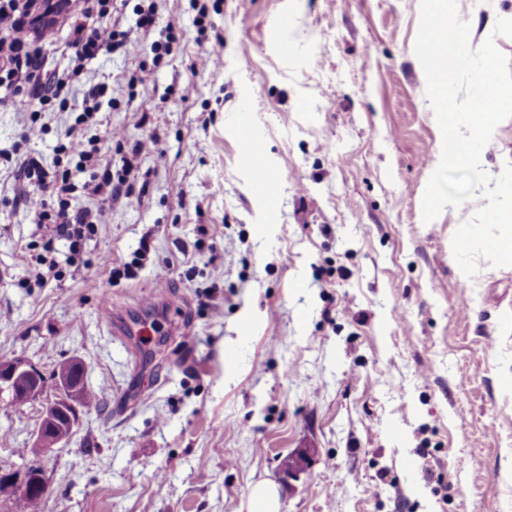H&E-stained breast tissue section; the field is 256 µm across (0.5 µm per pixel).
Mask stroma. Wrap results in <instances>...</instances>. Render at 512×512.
<instances>
[{
    "mask_svg": "<svg viewBox=\"0 0 512 512\" xmlns=\"http://www.w3.org/2000/svg\"><path fill=\"white\" fill-rule=\"evenodd\" d=\"M140 3L112 21L145 46L177 23L161 63L105 54L66 109L0 107V360L46 375L79 361L100 401L41 455V402L0 400V474L41 468L42 512H254L261 482L277 512H512V266L459 268L452 238L477 202L422 219L442 135L419 0H155L147 30ZM458 12L512 58L493 34L512 0ZM204 21L224 37L217 69ZM96 84L81 132L124 135L100 166L139 150L132 196L106 204L56 151ZM244 106L282 173L268 196L228 123ZM34 119L45 132L23 141ZM27 157L73 168L72 205L101 208L78 247L35 223Z\"/></svg>",
    "mask_w": 512,
    "mask_h": 512,
    "instance_id": "35a3bbf8",
    "label": "stroma"
}]
</instances>
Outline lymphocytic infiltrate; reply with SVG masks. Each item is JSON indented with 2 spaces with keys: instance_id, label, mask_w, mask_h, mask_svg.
<instances>
[{
  "instance_id": "lymphocytic-infiltrate-1",
  "label": "lymphocytic infiltrate",
  "mask_w": 512,
  "mask_h": 512,
  "mask_svg": "<svg viewBox=\"0 0 512 512\" xmlns=\"http://www.w3.org/2000/svg\"><path fill=\"white\" fill-rule=\"evenodd\" d=\"M38 8L37 0H0V87L10 90L13 97L35 101L39 110L66 106L65 90L80 81L87 61L115 50L137 48L126 31L113 27L112 0H55L51 12L66 14L69 23L68 64L60 71L46 69L42 50L56 41L57 30L51 24L35 25L32 13ZM62 149L87 173L85 187L90 195L104 203L128 195L131 161H124L117 175L98 174L94 166L101 151L98 140L85 138L74 128L67 132ZM19 172L35 185L26 202L39 223L52 225L57 237L71 242L93 230L99 213L72 207L74 186L69 171L55 172L48 181L34 162L24 160Z\"/></svg>"
}]
</instances>
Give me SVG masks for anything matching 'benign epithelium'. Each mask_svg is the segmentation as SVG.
<instances>
[{
  "mask_svg": "<svg viewBox=\"0 0 512 512\" xmlns=\"http://www.w3.org/2000/svg\"><path fill=\"white\" fill-rule=\"evenodd\" d=\"M75 362L60 364L54 371L57 388L47 395L43 387V374L33 367H25L21 362L4 364L0 362V393H8L18 403L42 399L41 422L34 433L33 448L45 454L57 445L67 441L78 423L77 406L82 404L81 385L70 377ZM22 492L46 495L47 483L39 471H29Z\"/></svg>",
  "mask_w": 512,
  "mask_h": 512,
  "instance_id": "1",
  "label": "benign epithelium"
}]
</instances>
